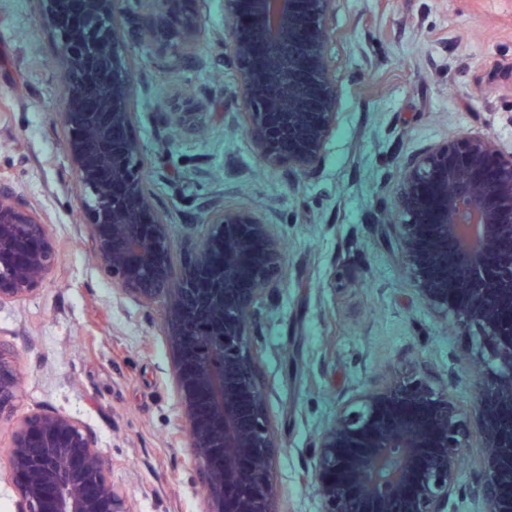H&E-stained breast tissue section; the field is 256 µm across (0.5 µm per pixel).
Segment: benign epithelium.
Wrapping results in <instances>:
<instances>
[{"mask_svg": "<svg viewBox=\"0 0 512 512\" xmlns=\"http://www.w3.org/2000/svg\"><path fill=\"white\" fill-rule=\"evenodd\" d=\"M61 71L71 171L97 265L114 290L164 303L166 344L191 463L203 481L205 512H274L271 463L278 445L265 413L252 321L276 285L282 254L256 212L217 209L182 268L170 256V225L153 206L147 164L133 133L136 73L123 56L124 32L162 28L183 0H157L147 25L131 26L118 0H38ZM224 0L226 59L239 67L247 133L272 163L306 173L321 161L336 126L326 20L336 0ZM278 88L277 95L270 87ZM271 113L281 122L268 121ZM288 143V156L273 150ZM398 240L420 294L471 339L483 374L475 420L446 389L420 373L400 376L347 409L317 438L313 481L321 512H451L468 495L498 512L512 503L495 490L512 479V154L477 134L432 145L400 171ZM224 239L220 275L203 282L212 242ZM58 260L46 227L0 192V305L31 295ZM467 289L461 297L453 286ZM19 400V373L0 342V420ZM483 434L485 468L468 489L457 469L472 426ZM19 512H134L111 478L112 462L80 421L45 410L25 417L6 450Z\"/></svg>", "mask_w": 512, "mask_h": 512, "instance_id": "benign-epithelium-1", "label": "benign epithelium"}]
</instances>
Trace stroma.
<instances>
[{
	"label": "stroma",
	"instance_id": "obj_1",
	"mask_svg": "<svg viewBox=\"0 0 512 512\" xmlns=\"http://www.w3.org/2000/svg\"><path fill=\"white\" fill-rule=\"evenodd\" d=\"M186 13L191 24L176 15L167 31L128 44L142 178L171 226L175 266L206 234L210 202L259 212L280 239V283L254 331L279 444L272 507L321 512L315 442L343 406L422 366L430 385L477 413L469 344L418 293L390 218L400 166L429 145L490 133L512 153V0H336V127L305 174L266 162L246 131L224 0H186ZM60 71L37 0H0V191L37 213L58 249L43 285L0 306V342L21 375L16 412L0 422V512H17L19 500L5 450L18 422L44 410L95 435L134 512H201L162 306L118 295L91 258ZM187 95L195 134L175 112Z\"/></svg>",
	"mask_w": 512,
	"mask_h": 512
}]
</instances>
